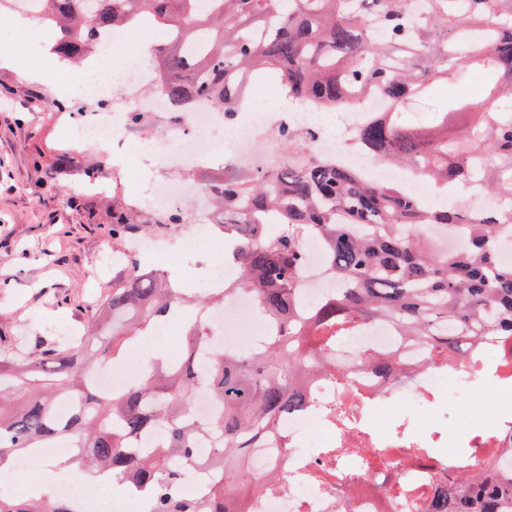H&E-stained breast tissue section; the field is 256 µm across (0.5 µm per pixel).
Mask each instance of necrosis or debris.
<instances>
[{"label":"necrosis or debris","instance_id":"4bbe7bcc","mask_svg":"<svg viewBox=\"0 0 512 512\" xmlns=\"http://www.w3.org/2000/svg\"><path fill=\"white\" fill-rule=\"evenodd\" d=\"M80 124L89 139L120 143L131 163L147 157L175 159L181 168L205 175L191 183L169 175L151 183L157 213H178L188 234L171 237L169 250L203 252L210 283L223 285L228 268L210 255L213 189L208 179L222 169L254 173L277 165L280 130L317 129L311 153L336 156L350 167L379 180H399L403 171L380 166L354 144V133L386 107L380 95L363 97L356 110L335 113L332 128H319L323 105L301 104L299 111H270L259 94L248 112L224 114L207 101L168 121L157 137L129 138V116L144 123L165 114L169 102L150 71L125 62L119 69L102 68L87 76ZM192 210H183L184 198ZM306 265L298 281L305 303H312L328 285L325 250L318 239L303 244ZM208 323L214 346L237 351L244 337L259 340L269 323L243 294L225 298L212 309ZM398 354L407 366L419 367L413 384L390 382L353 360L361 350ZM329 372L312 379L302 411L289 414L270 444L252 449L247 467L261 485L251 512H391L388 491L407 497L422 493L436 478L435 459L471 468V449L479 448L499 467H512V341L495 342L490 353L466 363H444L409 342L388 322L362 325L332 355ZM430 449L427 457L417 456ZM58 497L77 512H149L146 500L130 495L113 500L89 493L76 480L55 482Z\"/></svg>","mask_w":512,"mask_h":512}]
</instances>
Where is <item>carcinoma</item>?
Instances as JSON below:
<instances>
[{"mask_svg": "<svg viewBox=\"0 0 512 512\" xmlns=\"http://www.w3.org/2000/svg\"><path fill=\"white\" fill-rule=\"evenodd\" d=\"M56 32L54 51L80 59L99 46L97 33L133 23L168 30L156 48V73L171 111L187 112L204 98L224 112L238 111L243 83L275 69L288 97L333 108L354 107L365 93L386 97L387 109L358 132L369 154L425 179L438 192L481 183L489 206L466 213L431 206L403 186L374 181L343 163L306 157L282 170L244 178L227 176L215 190L224 223V259L238 278L206 296L182 288L119 258V275L87 326L88 336L63 342L47 337L29 350L25 337L0 350V463L57 445L72 449L70 462L86 474L110 473L123 490L152 504V512H249L242 491L259 484L245 466L288 411L304 404L305 388L334 351L363 323L386 320L401 335L463 362L479 345L512 339V262L499 245L512 232V0H40ZM382 28L383 41L374 37ZM489 76L478 103L480 119L454 125L472 101L439 97L443 81L458 84ZM436 100L428 126L405 122L402 109L420 96ZM288 150L305 157L315 133L283 130ZM109 233H142L132 208L110 212ZM461 227L465 245L442 252L410 228ZM318 238L329 269L344 287L299 313L295 278L306 263L304 239ZM231 292L249 293L274 328L252 349L225 351L210 342L203 311ZM193 308V324L176 357L142 367L133 383L104 391L88 356L98 345L102 365L122 361L168 313ZM373 373L404 377L394 354L361 356ZM205 384L219 410L193 416L195 389ZM72 402L68 415L55 402ZM158 428L165 440L140 454L130 442ZM220 439L207 457L195 440ZM442 469L414 512H512V472L489 462L458 475ZM215 471L220 482L200 503L174 486L192 470ZM0 512H73L47 489L37 496L0 493Z\"/></svg>", "mask_w": 512, "mask_h": 512, "instance_id": "cac0c4a2", "label": "carcinoma"}]
</instances>
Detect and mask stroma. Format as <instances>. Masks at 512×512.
I'll list each match as a JSON object with an SVG mask.
<instances>
[{
    "label": "stroma",
    "mask_w": 512,
    "mask_h": 512,
    "mask_svg": "<svg viewBox=\"0 0 512 512\" xmlns=\"http://www.w3.org/2000/svg\"><path fill=\"white\" fill-rule=\"evenodd\" d=\"M25 36L23 67L6 64L0 45V349L46 326L93 319L89 290L104 295L112 287L111 199L135 202L151 217V181L173 170L171 161L152 159L139 171L121 152L71 140L68 113L54 107L58 88L34 78L52 30L33 22ZM67 152L75 163L61 164ZM94 161L92 184L84 167ZM40 313L50 322L37 321Z\"/></svg>",
    "instance_id": "obj_1"
}]
</instances>
